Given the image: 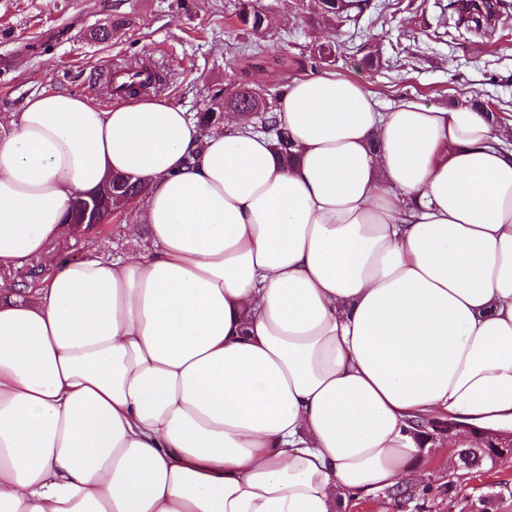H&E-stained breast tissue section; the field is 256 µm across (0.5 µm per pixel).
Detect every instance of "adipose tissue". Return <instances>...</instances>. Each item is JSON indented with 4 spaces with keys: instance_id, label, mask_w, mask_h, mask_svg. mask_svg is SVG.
<instances>
[{
    "instance_id": "ef3b65f1",
    "label": "adipose tissue",
    "mask_w": 512,
    "mask_h": 512,
    "mask_svg": "<svg viewBox=\"0 0 512 512\" xmlns=\"http://www.w3.org/2000/svg\"><path fill=\"white\" fill-rule=\"evenodd\" d=\"M277 113L296 163L165 97L0 116V266L115 173L149 241L0 299V512L388 507L425 485L415 422L512 423V134L330 72Z\"/></svg>"
}]
</instances>
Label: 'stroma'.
<instances>
[{"label":"stroma","instance_id":"35a3bbf8","mask_svg":"<svg viewBox=\"0 0 512 512\" xmlns=\"http://www.w3.org/2000/svg\"><path fill=\"white\" fill-rule=\"evenodd\" d=\"M271 25L254 58L238 53L232 29L233 0H0V115L20 111L43 91L86 97L99 108L94 78L113 60L162 62L175 72L169 98L186 111L214 105L217 91L233 83L270 87L303 75L301 62L316 44L332 41L341 52L336 75L364 81L381 110L394 107L400 92L448 107L481 97L512 120V25L456 35L448 0H385L367 13L356 39L346 28L325 24L316 11L297 14L288 0H264ZM125 16L129 26L109 42L95 43L87 29ZM291 44L283 46L282 32ZM379 59L364 68L365 53ZM435 490L427 512H462L468 502L493 493L495 512H512V457L468 470L429 467ZM460 487L448 495L447 486Z\"/></svg>","mask_w":512,"mask_h":512}]
</instances>
